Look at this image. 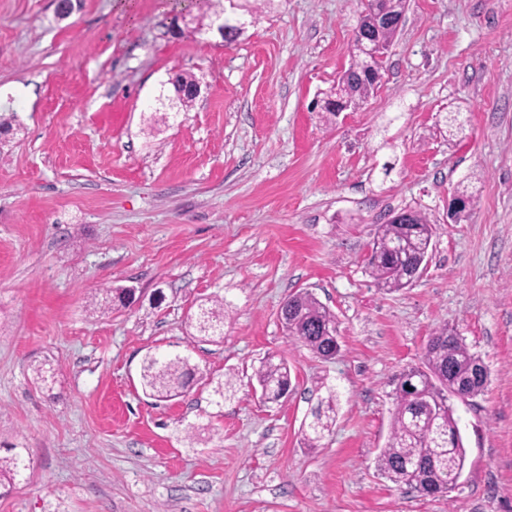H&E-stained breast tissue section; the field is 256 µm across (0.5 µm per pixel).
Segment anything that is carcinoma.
<instances>
[{
	"label": "carcinoma",
	"mask_w": 512,
	"mask_h": 512,
	"mask_svg": "<svg viewBox=\"0 0 512 512\" xmlns=\"http://www.w3.org/2000/svg\"><path fill=\"white\" fill-rule=\"evenodd\" d=\"M374 0L364 5L358 27L375 32L378 39L391 43L403 15L406 0H382L380 10L372 12ZM374 89L372 83L351 73L343 94L355 104L363 102ZM411 224L387 221L377 225L371 247L369 266L378 287L389 292L410 286L413 269L428 259L433 229L426 215L409 210ZM288 337L299 341L317 356L332 359L340 352L334 337L326 330H336V316L313 294L293 296L289 315L281 319ZM487 367L471 352L456 330L448 326L436 329L423 352V362L404 370L396 385L390 434L386 446L376 457L381 475L396 484H405L423 496H442L452 490L466 461L463 439L454 417L450 398L474 397L487 387ZM196 368L189 361L175 357L146 358L140 372L143 389L153 397L170 399L183 393L195 380ZM258 386L267 392V401L277 402L289 390L291 376L285 361L268 358L254 371ZM313 420L303 433L309 448L330 431L336 417V395L320 402ZM25 469L19 456L0 458V486L13 484Z\"/></svg>",
	"instance_id": "1"
}]
</instances>
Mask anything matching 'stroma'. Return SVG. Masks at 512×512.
I'll return each mask as SVG.
<instances>
[{"instance_id":"stroma-1","label":"stroma","mask_w":512,"mask_h":512,"mask_svg":"<svg viewBox=\"0 0 512 512\" xmlns=\"http://www.w3.org/2000/svg\"><path fill=\"white\" fill-rule=\"evenodd\" d=\"M55 9L0 0V455L28 463L0 512H512V0H406L380 83L326 120L312 102L350 65L362 0H246L229 45L172 34L197 0ZM175 70L202 87L180 114L156 105ZM401 208L432 248L390 293L368 257ZM301 291L335 314L338 357L286 336ZM219 301L199 341L189 317ZM444 325L490 380L452 401L466 462L433 498L376 456L393 378ZM154 353L210 385L146 395ZM268 357L291 372L274 404L252 377ZM320 383L336 421L307 448Z\"/></svg>"}]
</instances>
